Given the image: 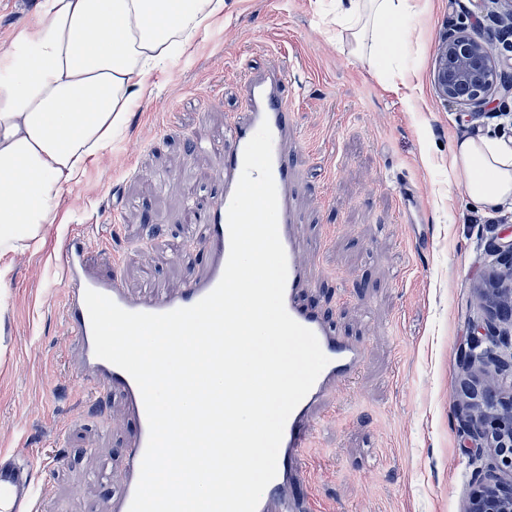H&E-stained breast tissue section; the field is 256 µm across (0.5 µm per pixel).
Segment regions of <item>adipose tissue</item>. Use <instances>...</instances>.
Returning a JSON list of instances; mask_svg holds the SVG:
<instances>
[{
  "instance_id": "obj_1",
  "label": "adipose tissue",
  "mask_w": 512,
  "mask_h": 512,
  "mask_svg": "<svg viewBox=\"0 0 512 512\" xmlns=\"http://www.w3.org/2000/svg\"><path fill=\"white\" fill-rule=\"evenodd\" d=\"M40 19L0 52V254L40 238L56 200L121 130L149 77L189 53L224 0H42ZM417 0H336L353 49L387 64L408 39ZM449 171L469 199L494 210L512 199V145L462 135Z\"/></svg>"
}]
</instances>
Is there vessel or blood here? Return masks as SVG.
Returning <instances> with one entry per match:
<instances>
[{
  "instance_id": "1",
  "label": "vessel or blood",
  "mask_w": 512,
  "mask_h": 512,
  "mask_svg": "<svg viewBox=\"0 0 512 512\" xmlns=\"http://www.w3.org/2000/svg\"><path fill=\"white\" fill-rule=\"evenodd\" d=\"M286 76L272 73L248 79L245 87L247 113L244 119L230 122L217 148L222 191L206 206H191L182 222L190 231L192 243L202 253L203 273H189L178 291L149 286L141 297H132L120 279L98 276L86 256L80 234H72L63 245V297L60 303L67 333L71 339L70 364L84 374L86 387L94 397L119 393L127 416L134 424L125 450V475L120 492L112 499L111 512H129L146 450L149 428L142 396L134 379L123 369L98 358L90 316L85 304L86 290L111 298L130 312L166 313L189 307L214 290L220 282L229 257L228 208L243 168L247 143L261 124H269L272 138V174L278 196L279 236L287 258L284 304L288 314L316 335L328 359L310 391L287 419L278 452L277 474L265 488L257 512H314L312 497L304 487L302 464L310 441L321 419L324 401L331 386L347 382L356 375L363 358L357 344L337 336L323 314L308 306L303 293L309 286L302 242L295 231L292 197L294 170L288 162L286 144L294 131L295 113L286 99ZM64 463L53 455L39 460L21 461L0 453V512H35L48 485L37 484L36 470L52 472Z\"/></svg>"
}]
</instances>
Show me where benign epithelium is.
<instances>
[{
    "instance_id": "benign-epithelium-1",
    "label": "benign epithelium",
    "mask_w": 512,
    "mask_h": 512,
    "mask_svg": "<svg viewBox=\"0 0 512 512\" xmlns=\"http://www.w3.org/2000/svg\"><path fill=\"white\" fill-rule=\"evenodd\" d=\"M505 4V10L488 15L486 41L470 38L462 27L447 28L436 59L441 97L481 109L497 87L512 94V72L503 65L512 52V0ZM485 252L493 271L477 293L487 315L474 324L457 354L469 379L454 404V418L471 458L486 453L492 458L489 466L473 470L465 512H512V361L502 355L512 347V239L493 235Z\"/></svg>"
}]
</instances>
